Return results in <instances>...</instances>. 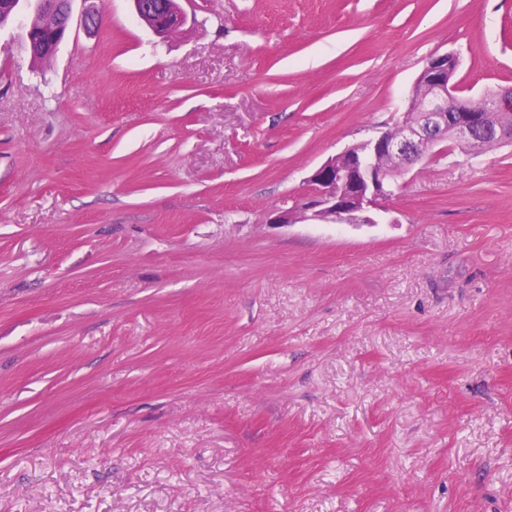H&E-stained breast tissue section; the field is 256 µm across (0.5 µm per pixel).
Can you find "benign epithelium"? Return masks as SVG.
I'll use <instances>...</instances> for the list:
<instances>
[{
	"label": "benign epithelium",
	"mask_w": 512,
	"mask_h": 512,
	"mask_svg": "<svg viewBox=\"0 0 512 512\" xmlns=\"http://www.w3.org/2000/svg\"><path fill=\"white\" fill-rule=\"evenodd\" d=\"M137 18L153 33L166 38L182 28L187 14L180 0H132ZM73 19V0H0V31H24L30 55L52 58L67 36ZM459 58L453 53L431 57L412 84L409 95L420 92L417 117L402 120V135L388 131L360 145L346 148L323 162L310 176L311 194L298 205L275 211L269 223L284 226L360 224L392 195L393 179L409 173L422 156L448 140L460 145L489 136L512 141V87L501 88L487 100L485 112H496L494 128L484 112H468L460 104L454 83Z\"/></svg>",
	"instance_id": "7a95c632"
}]
</instances>
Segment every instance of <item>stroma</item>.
I'll return each mask as SVG.
<instances>
[{"label": "stroma", "instance_id": "stroma-1", "mask_svg": "<svg viewBox=\"0 0 512 512\" xmlns=\"http://www.w3.org/2000/svg\"><path fill=\"white\" fill-rule=\"evenodd\" d=\"M0 35V512H512V143L276 227L426 62L512 85V0H101ZM155 6L147 0H132L137 18L159 38H166L182 28L187 22V14L180 0H161Z\"/></svg>", "mask_w": 512, "mask_h": 512}]
</instances>
